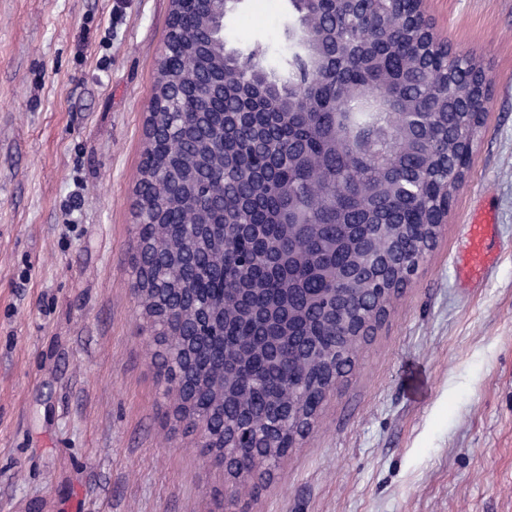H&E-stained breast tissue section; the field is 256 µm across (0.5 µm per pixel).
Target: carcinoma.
Instances as JSON below:
<instances>
[{"mask_svg":"<svg viewBox=\"0 0 512 512\" xmlns=\"http://www.w3.org/2000/svg\"><path fill=\"white\" fill-rule=\"evenodd\" d=\"M291 3L298 20L285 29L288 53L273 72L258 42H206L203 22L181 33L178 57L159 68L158 90L201 84L221 66L224 111L248 104L255 123L224 128L200 95L164 114L173 133L147 141L141 163L138 205L147 220L159 207V223L137 224L143 315L166 344L158 353L166 373L181 340L190 341L193 375L176 391V414L206 421L213 434L224 432L226 413L247 416L257 430L273 422L288 395L278 361L288 344L305 349L296 369L311 379L321 353L351 349L322 301L329 288L354 297L363 284L334 270L351 265L366 225L389 224L412 241L427 232L433 203L459 183L453 166L437 165L464 148L457 102L467 96L481 113L488 102L486 90L461 77L483 70L477 57L420 58L417 34L394 18L411 0ZM259 138L285 150L270 186L251 174ZM246 195L247 223L261 226L282 260L272 274L263 252L232 238ZM245 281L260 289L266 319L247 320L224 303L221 290ZM201 308L224 329V344L196 335Z\"/></svg>","mask_w":512,"mask_h":512,"instance_id":"1","label":"carcinoma"}]
</instances>
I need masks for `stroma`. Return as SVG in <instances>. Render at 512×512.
Here are the masks:
<instances>
[{"mask_svg":"<svg viewBox=\"0 0 512 512\" xmlns=\"http://www.w3.org/2000/svg\"><path fill=\"white\" fill-rule=\"evenodd\" d=\"M489 102L446 223L315 428L253 494L206 465L133 295L135 185L171 0H0V512H512V0H424ZM288 0L226 39L277 67ZM498 260L459 287L463 224Z\"/></svg>","mask_w":512,"mask_h":512,"instance_id":"obj_1","label":"stroma"}]
</instances>
